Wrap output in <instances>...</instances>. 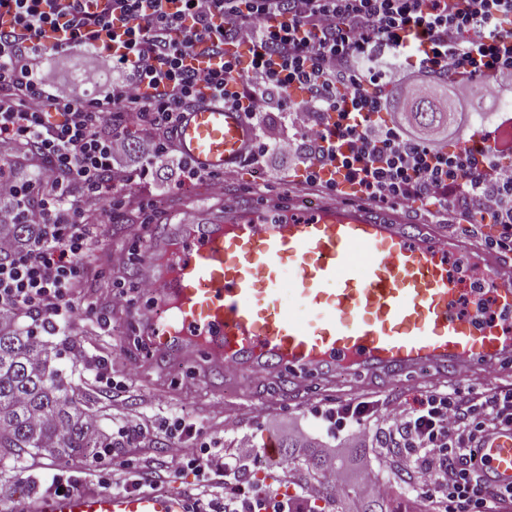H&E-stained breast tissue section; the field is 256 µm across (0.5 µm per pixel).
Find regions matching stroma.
Wrapping results in <instances>:
<instances>
[{"instance_id":"35a3bbf8","label":"stroma","mask_w":512,"mask_h":512,"mask_svg":"<svg viewBox=\"0 0 512 512\" xmlns=\"http://www.w3.org/2000/svg\"><path fill=\"white\" fill-rule=\"evenodd\" d=\"M475 84L468 109L489 113L490 119L481 126L469 121L452 123L449 149H456L473 133L498 141L504 123L512 121V112L497 110L485 95L483 79H476ZM257 181L252 166H241L239 179L228 187L226 196L256 204L269 195L287 201L308 187L305 171L300 167L287 182L274 184L267 194L254 190ZM134 190L144 196L156 195L163 199L162 211L153 222L161 237L180 233L183 211L202 204L208 208L209 219L224 218L225 196L211 195L204 184L183 183L180 171L175 168L161 170L154 180L135 184ZM143 229L139 219L127 210L115 213L111 223L101 225L87 275L80 286L82 295L89 301L107 291L122 289L129 301L122 315L112 318L106 325L91 313L78 320L67 334L49 335L41 330L36 333L37 339L49 345L54 366L61 368L67 380L88 400L100 432L111 436L113 430L136 416L158 427L168 421L174 408L181 407L189 412L194 423L186 438L190 444L220 437L228 448L243 443L263 448L268 443L285 440V433L275 430L273 424L287 420L301 426L315 445L340 450L346 445L348 429L337 424L336 410L362 392L374 399L376 405L374 415L364 421L371 437L364 448L357 451L359 468L377 470L387 493L401 502L407 512H423L420 502L406 487L405 474L378 471L380 439L375 432L393 405L412 401L421 387L446 389L453 384V377L413 373L384 376L372 382L363 374L339 372L330 381L311 378L305 388L295 391L276 374L246 373L226 379L209 378L202 374L199 359H187L180 354L169 359L150 356L138 339V311L150 298L149 293L137 286V259ZM116 250L125 258L118 266L108 260L109 253ZM90 356L111 364L114 379L121 383L112 394H105L87 380L84 361ZM55 475L73 480L81 477L71 457L62 454L53 458L42 454L26 457L24 466L0 471V495L22 503L33 495L50 491L51 478Z\"/></svg>"}]
</instances>
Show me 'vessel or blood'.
Here are the masks:
<instances>
[{"label": "vessel or blood", "instance_id": "b4317fda", "mask_svg": "<svg viewBox=\"0 0 512 512\" xmlns=\"http://www.w3.org/2000/svg\"><path fill=\"white\" fill-rule=\"evenodd\" d=\"M250 136L243 112L211 102L185 115L178 139L189 160L221 172ZM452 255L488 284L496 317L465 303ZM143 270L156 297L138 316L155 355L193 347L211 370L275 372L292 385L346 368L463 380L512 359V253L365 201L294 207L276 223L230 204L223 221L149 243ZM471 455L488 485L512 488V426ZM24 512H190V503L165 486L77 490L33 496Z\"/></svg>", "mask_w": 512, "mask_h": 512}]
</instances>
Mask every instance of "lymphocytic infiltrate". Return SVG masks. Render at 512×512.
Listing matches in <instances>:
<instances>
[{
    "label": "lymphocytic infiltrate",
    "mask_w": 512,
    "mask_h": 512,
    "mask_svg": "<svg viewBox=\"0 0 512 512\" xmlns=\"http://www.w3.org/2000/svg\"><path fill=\"white\" fill-rule=\"evenodd\" d=\"M49 56L79 63L80 86L101 94L57 85L41 68ZM481 75L488 97L512 94V0H0V327L28 318L57 330L85 311L126 308L121 291L98 304L78 295L94 227L121 208L152 223L159 199L131 186L162 159L177 158L189 181L217 193L237 179L238 167L213 173L181 154L184 114L212 100L250 123L287 107L293 135L251 141L243 155L262 184L285 177L264 165L276 154L302 163L312 184L327 170L372 201L477 215L498 227L495 247H512V147L455 152L447 132L422 137L405 118L412 94L440 89L466 111ZM20 167L35 179H18ZM19 224L30 237L17 235ZM507 426L512 389L425 391L384 424L380 464L410 467L424 512H488L467 451ZM191 431L182 411L162 430L127 422L112 445L143 452L166 441L206 489L192 512H291L238 472L262 449L184 447Z\"/></svg>",
    "instance_id": "obj_1"
}]
</instances>
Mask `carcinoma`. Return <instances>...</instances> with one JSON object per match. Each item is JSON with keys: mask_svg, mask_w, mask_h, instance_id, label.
<instances>
[{"mask_svg": "<svg viewBox=\"0 0 512 512\" xmlns=\"http://www.w3.org/2000/svg\"><path fill=\"white\" fill-rule=\"evenodd\" d=\"M414 120L426 127L449 120L434 100L418 96L411 102ZM87 405L77 388L61 378L51 364L48 348L20 329L0 330V468L16 466L25 453L46 449L69 456L86 455L99 447V434L84 423ZM293 469L307 475L342 471L337 463L306 439L290 438L280 444ZM341 512H399L386 493H373L362 485L331 491Z\"/></svg>", "mask_w": 512, "mask_h": 512, "instance_id": "carcinoma-1", "label": "carcinoma"}]
</instances>
